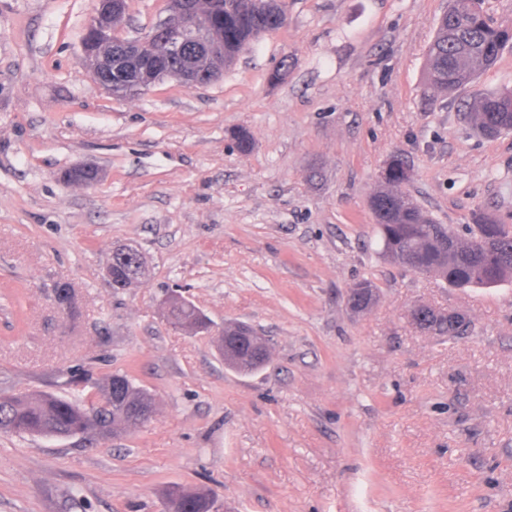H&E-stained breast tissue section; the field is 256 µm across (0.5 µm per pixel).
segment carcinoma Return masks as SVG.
I'll use <instances>...</instances> for the list:
<instances>
[{
    "label": "carcinoma",
    "instance_id": "carcinoma-1",
    "mask_svg": "<svg viewBox=\"0 0 512 512\" xmlns=\"http://www.w3.org/2000/svg\"><path fill=\"white\" fill-rule=\"evenodd\" d=\"M202 25L211 22V0H189ZM287 21L285 0H224V57L215 66L229 65L239 50L260 34L282 28ZM512 43V26L485 14L482 0H451L439 19L436 35L427 50L425 84L435 95L461 89L493 67L501 51ZM467 118L479 131H512V90L483 93L467 106ZM410 179L403 159L387 161L369 206L380 229L385 256L394 263L432 273L456 288L494 286L512 279V227L489 215L477 218L479 236L462 239L451 228L433 221L402 191ZM141 252L126 245L111 256L112 287L127 288L144 274ZM352 292L359 301L352 309L368 310L376 301L373 284L357 283ZM167 321L196 332L207 328L204 314L179 297L168 300ZM435 336H457L448 329V316H426ZM246 325L226 322L217 348L224 364L241 373L262 369L269 359V345L245 336ZM155 399L125 374L104 378L96 391L75 402L48 393H0V433L37 437H72L94 434L107 437L131 425L144 423L141 413L154 412ZM167 512H221L222 504L209 491L171 487L166 494Z\"/></svg>",
    "mask_w": 512,
    "mask_h": 512
}]
</instances>
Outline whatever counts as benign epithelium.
Returning a JSON list of instances; mask_svg holds the SVG:
<instances>
[{"mask_svg":"<svg viewBox=\"0 0 512 512\" xmlns=\"http://www.w3.org/2000/svg\"><path fill=\"white\" fill-rule=\"evenodd\" d=\"M167 5L170 16L176 19L175 26L155 28L140 40L123 37L116 26L126 13L127 0H97L82 50L93 59L94 75L101 86L111 92L115 84L123 87L133 79L165 74V64L173 53L184 63L179 77L186 86L216 78L207 65L217 46L196 33V17L185 0H167Z\"/></svg>","mask_w":512,"mask_h":512,"instance_id":"7a95c632","label":"benign epithelium"}]
</instances>
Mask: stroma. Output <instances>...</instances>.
Instances as JSON below:
<instances>
[{"mask_svg":"<svg viewBox=\"0 0 512 512\" xmlns=\"http://www.w3.org/2000/svg\"><path fill=\"white\" fill-rule=\"evenodd\" d=\"M94 8L0 0V392L71 398L124 373L156 410L104 440L0 435V512H165L173 486L224 512H512V280L456 288L391 262L369 207L399 154L404 192L459 237L483 212L512 225V132L465 114L512 87V47L433 96L448 0H287L217 80L120 98L82 53ZM168 15L127 0L122 34ZM80 166L97 182L68 181ZM126 244L145 273L118 290L106 264ZM361 280L377 300L357 313ZM173 295L211 331L170 325ZM421 304L471 332L422 331ZM228 321L267 336L262 370L225 367Z\"/></svg>","mask_w":512,"mask_h":512,"instance_id":"35a3bbf8","label":"stroma"}]
</instances>
